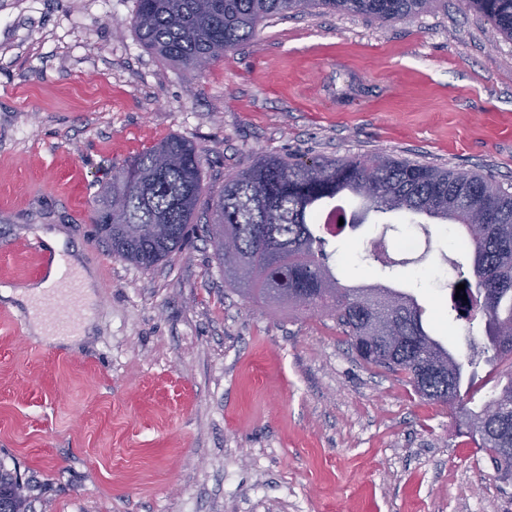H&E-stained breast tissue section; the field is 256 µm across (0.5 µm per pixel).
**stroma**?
<instances>
[{
  "label": "stroma",
  "instance_id": "1",
  "mask_svg": "<svg viewBox=\"0 0 512 512\" xmlns=\"http://www.w3.org/2000/svg\"><path fill=\"white\" fill-rule=\"evenodd\" d=\"M136 0H0V289L44 277V230L96 276L74 345L0 300V465L35 512H512V482L446 406L360 361L335 321L244 299L202 232L144 269L90 222L114 168L168 136L202 155L206 214L260 154L384 153L512 185V41L460 0L383 23L276 19L207 71L146 49ZM333 239L341 283L447 288Z\"/></svg>",
  "mask_w": 512,
  "mask_h": 512
}]
</instances>
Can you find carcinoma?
Segmentation results:
<instances>
[{
	"instance_id": "obj_1",
	"label": "carcinoma",
	"mask_w": 512,
	"mask_h": 512,
	"mask_svg": "<svg viewBox=\"0 0 512 512\" xmlns=\"http://www.w3.org/2000/svg\"><path fill=\"white\" fill-rule=\"evenodd\" d=\"M512 40V0H461ZM436 0H137L132 19L140 41L188 71L207 67L256 36L268 19L328 10L382 22L416 17ZM347 190L361 209L416 214L454 226L471 251L464 280L469 307L454 303L457 319H485V341L462 351L446 346L426 325L417 298L385 283L343 286L317 233L318 205ZM203 194L201 155L169 137L112 172L95 196L90 219L112 253L150 268L178 252L189 236ZM205 233L232 286L244 297L330 317L368 365L404 374L421 399L459 414L466 434L491 452L500 479L512 481V192L471 171L389 155L290 160L258 156L224 181ZM504 364L502 380L484 401L494 420L468 407L481 362ZM17 472L0 465V512H32Z\"/></svg>"
}]
</instances>
